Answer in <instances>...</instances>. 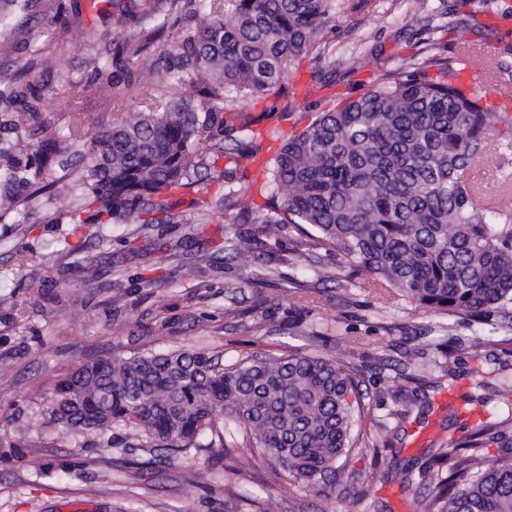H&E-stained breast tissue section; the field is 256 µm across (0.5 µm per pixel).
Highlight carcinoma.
<instances>
[{
	"label": "carcinoma",
	"instance_id": "1",
	"mask_svg": "<svg viewBox=\"0 0 512 512\" xmlns=\"http://www.w3.org/2000/svg\"><path fill=\"white\" fill-rule=\"evenodd\" d=\"M62 0H0V24L18 30ZM131 25L90 60L86 92L112 95V126L90 132L78 112L61 129L44 116L30 80L33 57L0 80V223L22 224L44 200L73 192L94 224H173L179 207L204 212L196 185L229 181L264 153L275 131L240 100L298 90L295 61L321 55L343 11L336 0H112ZM461 54L422 51L375 74L357 99L311 115L263 162L265 201L252 184L231 192L261 224L308 225L321 245L395 290L417 309L512 330V192L486 198L471 172L490 146L512 145V87L502 65L481 59L494 85L458 80ZM153 69L157 79L143 83ZM189 86L191 93L181 92ZM140 109L125 111L128 97ZM241 136L225 143L227 115ZM225 167H216L222 160ZM362 372L296 349L226 364L203 350H143L78 364L52 391L48 422L96 435L114 425L171 459L202 443L242 448L318 496L336 487L340 461L379 458L359 423ZM505 421L448 435L417 486L421 512H512V447ZM500 457L491 462L490 446Z\"/></svg>",
	"mask_w": 512,
	"mask_h": 512
}]
</instances>
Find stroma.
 Wrapping results in <instances>:
<instances>
[{
	"label": "stroma",
	"mask_w": 512,
	"mask_h": 512,
	"mask_svg": "<svg viewBox=\"0 0 512 512\" xmlns=\"http://www.w3.org/2000/svg\"><path fill=\"white\" fill-rule=\"evenodd\" d=\"M448 0H376L368 11L342 16L330 34L325 59L336 62L334 86L298 90L284 112L266 101L240 102L264 126L291 133L292 119L320 111L324 103L356 99L375 72L395 66L415 50L417 18L447 22ZM63 52L47 45L44 20L25 35L0 28V72H15L43 49L44 107L64 125L59 89L70 81L86 128L112 122V107L85 94L94 44L125 34L110 16L87 11L68 16ZM477 57L512 66V0H472L463 18ZM474 177L489 195L512 189V150L491 148ZM211 207L189 211L183 224H87L81 233L53 223L71 209L66 195L43 205L32 226L0 224V512H420L401 478L424 462L430 445H445L449 432L463 435L473 423L450 407L482 398L483 420L512 416L500 393L477 387L474 352L512 378V331L415 308L401 298L378 299L368 276L335 252L312 247L290 224H260L224 203L223 182L200 184ZM221 243L200 257L196 232ZM172 244L159 261L148 245ZM258 258L241 268L237 249ZM96 261L98 276L86 267ZM340 272L343 287L317 280L315 269ZM316 336L324 356L345 359L365 376L368 433L378 436L379 462L353 459L356 491L323 499L291 486L240 448H205L194 458L151 465L155 451L125 445L112 432L88 439L43 424L54 385L81 362L150 348L180 347L224 359L280 354L305 348ZM480 350H473V343ZM418 349L415 378H406L400 354ZM454 352L455 394L440 386L439 365Z\"/></svg>",
	"instance_id": "obj_1"
}]
</instances>
